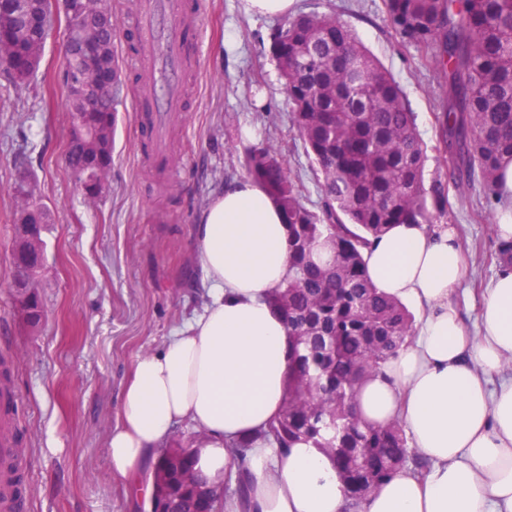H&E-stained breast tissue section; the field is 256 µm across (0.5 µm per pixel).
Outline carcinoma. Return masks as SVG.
Segmentation results:
<instances>
[{
  "mask_svg": "<svg viewBox=\"0 0 512 512\" xmlns=\"http://www.w3.org/2000/svg\"><path fill=\"white\" fill-rule=\"evenodd\" d=\"M15 0H0V76L17 89L38 72L55 21L51 0H29L27 17L12 18ZM396 38L429 55L438 76L440 112L434 150L460 195L501 203L498 175L512 160V0H384ZM112 0H92L66 20L64 62L51 81L67 91L69 115L82 117L87 135L67 145V167L79 185L102 193L112 164L117 99L112 88L70 93L95 82L108 67L123 85L115 46ZM290 119L316 166L322 192L318 210L302 200L288 160L273 145L244 149L249 178L264 185L288 229L294 275L273 288L268 303L281 315L293 348L285 381V410L256 436L233 443L242 454L258 440L279 448L321 449L357 505L382 482L425 462L408 445L403 425L364 423L353 399L363 377L409 344L416 331L405 304L372 283L365 253L394 224H430L448 213V187L424 186L428 146L415 113L392 73L366 48L354 28L333 13L300 15L271 36ZM41 224L51 214L25 185L14 188ZM326 249L330 258L318 256ZM45 320L35 298L24 325ZM194 454L180 443L160 458L168 463L162 499L169 512H217L223 486L184 471Z\"/></svg>",
  "mask_w": 512,
  "mask_h": 512,
  "instance_id": "cac0c4a2",
  "label": "carcinoma"
}]
</instances>
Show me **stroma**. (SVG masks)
<instances>
[{"label":"stroma","instance_id":"stroma-1","mask_svg":"<svg viewBox=\"0 0 512 512\" xmlns=\"http://www.w3.org/2000/svg\"><path fill=\"white\" fill-rule=\"evenodd\" d=\"M196 7L204 39L182 80L168 168L144 150L133 93L123 90L112 167L95 205L66 167V92L44 81L63 63L65 18L54 22L39 76L20 90L0 77V356L14 360L12 413L0 434L22 439L26 512H149L146 499L113 478L107 439L134 359L158 350L201 305L195 220L214 191L244 177V147L273 144L288 158L305 205H321L270 49L276 20L246 14L244 0H196ZM295 11L349 20L400 83L423 140L435 145L436 76L423 53L392 35L384 0H295ZM247 125L256 138L242 136ZM23 176L52 215L38 283L48 318L34 333L10 290L13 187ZM448 224L468 264L454 301L472 326L500 270L495 214L481 199L454 201L433 222Z\"/></svg>","mask_w":512,"mask_h":512}]
</instances>
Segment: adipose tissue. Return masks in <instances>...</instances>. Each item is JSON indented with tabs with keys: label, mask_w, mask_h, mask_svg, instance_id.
Wrapping results in <instances>:
<instances>
[{
	"label": "adipose tissue",
	"mask_w": 512,
	"mask_h": 512,
	"mask_svg": "<svg viewBox=\"0 0 512 512\" xmlns=\"http://www.w3.org/2000/svg\"><path fill=\"white\" fill-rule=\"evenodd\" d=\"M286 241L262 185L238 178L210 196L194 230L203 306L134 361L107 443L113 475L150 498L143 476L185 424L200 436L197 470L245 486L224 512H512V267L494 278L469 330L453 302L466 268L450 226L397 224L366 253L373 284L419 317L413 342L362 383L355 406L370 424L400 421L427 468L356 506L319 449L233 448L284 410L291 342L266 295L292 274Z\"/></svg>",
	"instance_id": "obj_1"
}]
</instances>
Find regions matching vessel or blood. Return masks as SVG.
<instances>
[{
  "mask_svg": "<svg viewBox=\"0 0 512 512\" xmlns=\"http://www.w3.org/2000/svg\"><path fill=\"white\" fill-rule=\"evenodd\" d=\"M186 0H138L133 25L138 37V63L144 72L134 111L150 108L153 124L149 133L156 155H164L169 127L182 101L171 95L166 99L156 96V84L183 76L188 67V40L185 33Z\"/></svg>",
  "mask_w": 512,
  "mask_h": 512,
  "instance_id": "obj_1",
  "label": "vessel or blood"
}]
</instances>
